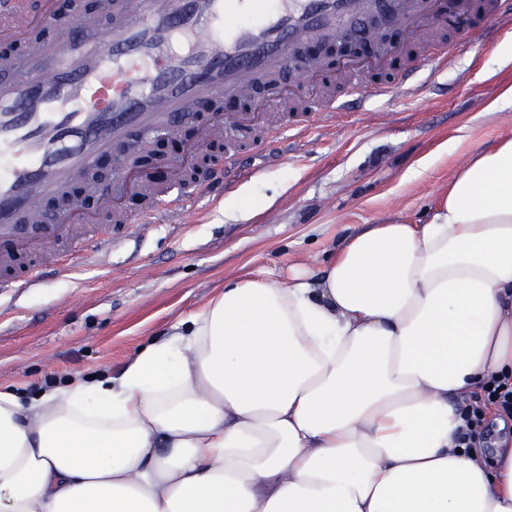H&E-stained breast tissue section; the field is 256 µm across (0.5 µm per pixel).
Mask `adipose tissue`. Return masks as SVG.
<instances>
[{
    "instance_id": "1",
    "label": "adipose tissue",
    "mask_w": 512,
    "mask_h": 512,
    "mask_svg": "<svg viewBox=\"0 0 512 512\" xmlns=\"http://www.w3.org/2000/svg\"><path fill=\"white\" fill-rule=\"evenodd\" d=\"M504 376L512 137L428 223L230 279L118 374L0 390V512H512V441L455 442Z\"/></svg>"
}]
</instances>
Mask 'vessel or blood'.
Masks as SVG:
<instances>
[{
	"mask_svg": "<svg viewBox=\"0 0 512 512\" xmlns=\"http://www.w3.org/2000/svg\"><path fill=\"white\" fill-rule=\"evenodd\" d=\"M498 31L512 30V0H483ZM379 8L377 0H112V39L101 42L80 23L76 37L32 43L23 77L0 81V288L33 287L66 269L54 247L62 239H83L90 256L112 248L97 225L99 213L75 200L54 221H43L45 204L100 159L128 141L131 133L161 129L177 134L185 112L216 98L248 94L253 78L287 68L294 50L309 40L331 39ZM422 0H398L394 24L402 44L446 60L448 45L433 24L419 20ZM58 0H0V43L27 39L32 30L53 27ZM418 70L409 65L368 96L409 94ZM294 89L276 88L273 107L227 112L200 126L183 143L194 164L224 130L238 133L268 127L275 140L303 134L307 119L282 120L294 111ZM239 154L227 147L221 166L184 186L180 168L164 179L131 171L124 195L137 199L151 224L175 223L178 210L202 199H223L240 174Z\"/></svg>",
	"mask_w": 512,
	"mask_h": 512,
	"instance_id": "1",
	"label": "vessel or blood"
}]
</instances>
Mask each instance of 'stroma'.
<instances>
[{
  "instance_id": "obj_1",
  "label": "stroma",
  "mask_w": 512,
  "mask_h": 512,
  "mask_svg": "<svg viewBox=\"0 0 512 512\" xmlns=\"http://www.w3.org/2000/svg\"><path fill=\"white\" fill-rule=\"evenodd\" d=\"M448 40L469 43L409 98L331 113L323 80L303 84L310 129L290 144L244 143L249 176L174 224H111L112 250L87 267L65 244L70 272L34 288H0V387L33 392L74 375L120 371L136 351L221 293L225 280L273 268L317 272L342 240L373 224H422L469 156L512 137V35L472 18Z\"/></svg>"
}]
</instances>
